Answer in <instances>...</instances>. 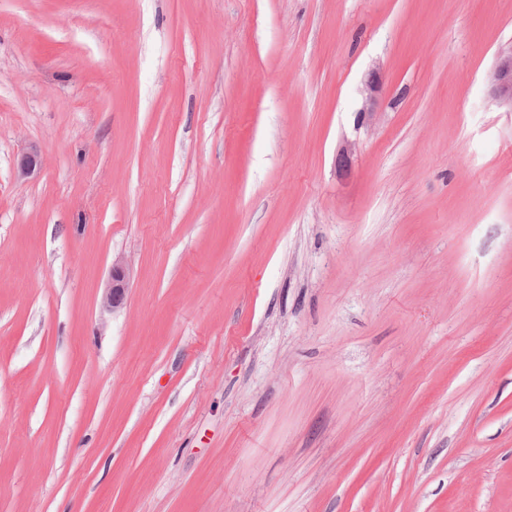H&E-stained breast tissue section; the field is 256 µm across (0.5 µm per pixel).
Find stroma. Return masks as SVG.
Wrapping results in <instances>:
<instances>
[{
    "mask_svg": "<svg viewBox=\"0 0 512 512\" xmlns=\"http://www.w3.org/2000/svg\"><path fill=\"white\" fill-rule=\"evenodd\" d=\"M511 42L512 0H0V512H512ZM489 81L493 98L512 109V42L497 52ZM129 286V266L121 258L112 262V272L103 297L105 307L112 308V312L120 309L125 300Z\"/></svg>",
    "mask_w": 512,
    "mask_h": 512,
    "instance_id": "1",
    "label": "stroma"
}]
</instances>
